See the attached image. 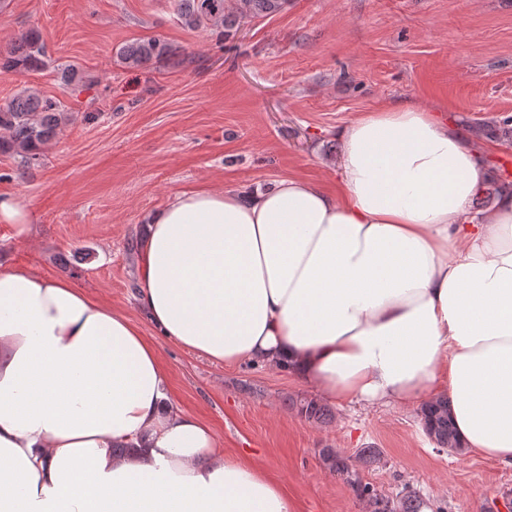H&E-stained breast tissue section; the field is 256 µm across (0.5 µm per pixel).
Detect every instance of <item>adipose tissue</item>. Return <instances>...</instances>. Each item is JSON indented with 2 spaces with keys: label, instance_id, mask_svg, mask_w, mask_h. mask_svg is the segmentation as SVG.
<instances>
[{
  "label": "adipose tissue",
  "instance_id": "obj_1",
  "mask_svg": "<svg viewBox=\"0 0 512 512\" xmlns=\"http://www.w3.org/2000/svg\"><path fill=\"white\" fill-rule=\"evenodd\" d=\"M338 139V193L283 177L148 213L139 310L189 351L288 371L326 400L447 395L462 447L512 466V194L472 218L479 150L410 104ZM0 512L294 506L173 406L127 314L0 265Z\"/></svg>",
  "mask_w": 512,
  "mask_h": 512
}]
</instances>
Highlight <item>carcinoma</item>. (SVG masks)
<instances>
[{"mask_svg": "<svg viewBox=\"0 0 512 512\" xmlns=\"http://www.w3.org/2000/svg\"><path fill=\"white\" fill-rule=\"evenodd\" d=\"M226 0H176V14L180 22L190 29L231 27V23L248 18H265L280 12L287 0H239L233 10L227 9ZM122 63L138 67L154 58L173 59L177 50L158 39L139 40L124 45L119 51ZM51 64L45 44L36 31L21 35L7 51L0 69L25 73L43 70ZM64 119L63 105L55 98L42 97L23 90L8 104L0 105V151H20L30 157L38 155L56 134ZM291 405L305 420L321 424L329 419L330 409L316 398L302 397L291 400ZM420 420L426 434L440 449L462 450L457 437L451 404L446 396H439L424 404ZM327 468L344 477L357 497L365 500L370 512H421L423 502L415 497L390 499L365 483L350 463V458L335 448L321 451Z\"/></svg>", "mask_w": 512, "mask_h": 512, "instance_id": "1", "label": "carcinoma"}]
</instances>
